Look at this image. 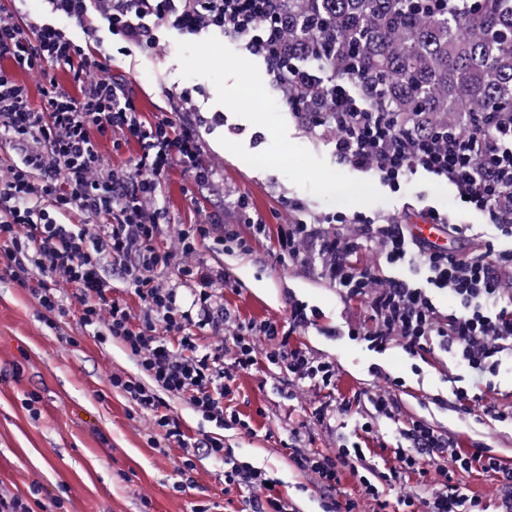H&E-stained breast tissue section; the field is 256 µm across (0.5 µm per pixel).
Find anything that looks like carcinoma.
<instances>
[{
  "instance_id": "cac0c4a2",
  "label": "carcinoma",
  "mask_w": 512,
  "mask_h": 512,
  "mask_svg": "<svg viewBox=\"0 0 512 512\" xmlns=\"http://www.w3.org/2000/svg\"><path fill=\"white\" fill-rule=\"evenodd\" d=\"M288 0V48L379 93L397 127L512 113V0Z\"/></svg>"
}]
</instances>
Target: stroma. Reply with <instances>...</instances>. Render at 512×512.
<instances>
[{
  "instance_id": "obj_1",
  "label": "stroma",
  "mask_w": 512,
  "mask_h": 512,
  "mask_svg": "<svg viewBox=\"0 0 512 512\" xmlns=\"http://www.w3.org/2000/svg\"><path fill=\"white\" fill-rule=\"evenodd\" d=\"M110 66L133 89L146 117L168 109L172 94L193 87L204 90L206 113L224 115L223 123L201 128L204 158L218 169L225 187L245 194L269 218L266 235L251 240L250 253L231 255L220 245L202 248L201 258L231 281L224 291L225 306L245 321H284L288 298L296 296L317 310L320 319L293 341L338 363L341 396L371 388L376 379L370 367L380 365L406 381L399 395L403 414L427 417L468 442L471 431L465 421L433 401L434 396L451 395L447 361L429 362L417 376L400 350L375 353L358 342L322 335L324 327L362 318L363 304L341 300L329 283L304 268L280 263L277 255L279 229L291 217L293 204H302L308 218H325L343 209L332 201L340 187L358 194L343 209L350 215L406 219L430 205L486 235L490 229L483 218L465 208L445 181L416 174L394 192L371 174L338 165L332 139L311 138L298 125L265 64L246 56L231 37H172L153 55L112 54ZM253 155L267 157V164L246 165V157ZM186 186L176 166L165 178L162 194L170 215L188 230L199 215ZM69 336L77 346L66 345ZM137 371L120 345L83 326L79 305H71L57 328L48 329L36 299L0 273V484L25 496L31 481L40 480L43 494L62 498L61 512H141L144 493L151 498V512H189L199 498L223 501L220 469L208 460L197 467L194 489L173 490L182 448L164 440L148 444L135 407L110 384L112 374ZM279 377L278 368L267 363L237 380L233 405L250 417L255 429L250 436L222 430L183 401L172 398L168 404L188 436L223 437L237 456L270 473L277 491L293 500L297 512H318L317 501L300 488L303 476L288 465V428L308 419L325 397L311 392L288 399ZM31 393L39 397L34 416L22 405Z\"/></svg>"
}]
</instances>
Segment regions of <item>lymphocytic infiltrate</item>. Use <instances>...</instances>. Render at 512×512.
Instances as JSON below:
<instances>
[{
  "instance_id": "obj_1",
  "label": "lymphocytic infiltrate",
  "mask_w": 512,
  "mask_h": 512,
  "mask_svg": "<svg viewBox=\"0 0 512 512\" xmlns=\"http://www.w3.org/2000/svg\"><path fill=\"white\" fill-rule=\"evenodd\" d=\"M45 2L46 13L32 20L0 11V151L13 157L0 167V267L32 286L51 328L67 311L64 287H72L83 324L136 360L138 375L116 373L110 383L138 408L148 442L160 437L183 448L176 489L192 488V472L208 459L221 467L225 492L245 493L246 512H295L265 469L238 459L221 438L191 439L164 409L169 396L222 428L252 433L228 402L238 377L268 362L287 375L289 398L312 390L334 396L288 430L290 461L320 512H359L363 505L370 512H488L486 498L464 483L473 475L494 484L500 512H512V466L481 439L464 447L426 417H403L400 379L385 378L351 400L336 396L337 364L290 342L315 325L316 311L292 299L284 323L221 312L226 277L201 260L200 248L210 240L245 251L248 237L265 234V217L244 195L231 212L213 206L194 233L158 246L165 220L158 197L169 170L179 165L188 173L195 204L217 195L216 172L201 159L191 90L179 92L170 112L146 119L102 47L109 37L121 54L151 55L166 31L234 37L263 59L307 131L332 136L338 164L373 173L396 191L422 170L467 198L496 230L467 253L434 247L411 225L381 215L310 223L297 213L280 230L279 258L333 284L341 299L364 303L363 320L326 328V335L377 351L402 349L416 375L426 356H446L455 368L448 408L477 425L487 418L512 423V402L489 399L495 378L512 371V115L474 121L444 138L397 129L354 79L289 61L284 0ZM103 137L116 149L136 143L139 152L128 165L112 166L99 147ZM72 214L84 229L65 224ZM362 249L372 262L356 263ZM116 275L138 307L113 296ZM442 292L451 300L445 309L436 300ZM319 432L335 438V451L312 449ZM366 434L392 437V462L367 458L360 444ZM430 466L433 482L424 479ZM347 472L358 480L357 493L341 484Z\"/></svg>"
}]
</instances>
